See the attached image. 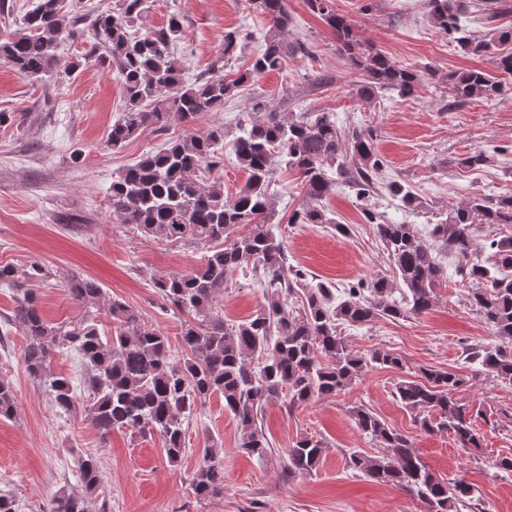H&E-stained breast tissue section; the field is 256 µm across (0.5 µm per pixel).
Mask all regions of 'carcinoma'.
<instances>
[{
  "label": "carcinoma",
  "instance_id": "1",
  "mask_svg": "<svg viewBox=\"0 0 512 512\" xmlns=\"http://www.w3.org/2000/svg\"><path fill=\"white\" fill-rule=\"evenodd\" d=\"M146 0H118L111 9L71 7L66 0H33L17 29L0 37V59L26 79L39 80L59 69L73 72L95 57L116 66L121 84L123 115L112 124L108 146L121 149L137 132L163 129L172 117L187 126L204 115L224 110V100L244 81L256 80L283 65L288 52L308 55L303 42L288 44L285 0H254L270 28L264 49L247 71L234 80L225 78L221 61L213 75L189 83L177 44L183 39L181 20L171 15L167 24L144 34L132 32L145 10ZM336 33L337 52L346 57L363 80L357 95L370 100L379 93L412 96L425 73L400 68L384 52L362 46L347 19L336 13L333 0H307ZM438 31L466 54L488 59L500 74L512 75V29L491 37L462 29L466 0H426ZM90 24V50L68 60L59 46L75 37L77 26ZM501 81L483 69L448 74V94L453 106L475 97L500 94ZM268 100L258 95L252 103L254 117L239 128V135L224 141V129L205 135L175 139L124 169L112 181L110 205L123 224L145 236L174 242L222 244L205 255L187 274L168 273L154 281L159 295L174 314L186 316L180 353L169 338L145 325L138 312L106 296L100 285L80 276L67 283V292L86 308L87 315L68 325L51 324L39 309L31 282L51 277L47 265L33 261L22 268L0 266V284L15 292L16 306L6 324L22 326L28 343L22 355L26 371L40 381L56 406L68 412L78 403L72 381L52 371L55 352L74 350L87 371L92 398L86 412L106 440L114 431L158 433L164 440L168 463L175 465L186 452L184 419L203 400L219 394L241 429L238 451L265 458L270 441L259 417L272 398H282L289 408L334 396L371 369H404L402 359L382 348L364 353L348 350L338 327L369 325L381 318L420 315L434 305V288L448 271L440 254L458 258L455 275L470 285L468 301L490 331L493 342L471 349L467 359L497 381L512 385V236L481 239L491 226L512 225V194H476L453 206L445 218L429 226L426 234L411 224H394L372 199L386 193L405 212L425 208L422 198L399 180L378 185L385 167L374 146L370 126L341 132L327 112L267 111ZM234 154L246 175L236 195L224 198L219 182L203 185L198 171L224 167V151ZM299 173L308 203L288 218L290 224H330L340 236L351 229L333 221L321 205L340 185L362 204L365 223L394 265L395 280L377 277L354 280L343 286L309 280L298 265L288 263L283 235L274 222L275 203L269 193L274 163ZM247 231L240 232V229ZM262 274L264 302L254 315L226 324L215 306L224 291L226 275L238 269ZM302 295V305L291 308L288 297ZM104 310L112 321L105 332L95 320ZM469 382L455 370L418 369V377L395 383L394 397L415 414L420 429L429 434L449 432L463 449L481 447L475 416L482 409L458 397ZM17 395L0 380V418H11ZM356 428L386 449L383 456L355 451L347 466L377 483L394 485L417 497L427 512H461L472 499V487L463 478L448 479L423 461L414 441L389 427L365 406L350 411ZM329 446L321 438L304 436L283 450L288 473L310 474ZM83 493L62 492L49 512H89L88 496L103 482L99 458L78 455ZM192 492L199 500L224 495V464L219 449H204L203 464L194 473Z\"/></svg>",
  "mask_w": 512,
  "mask_h": 512
}]
</instances>
